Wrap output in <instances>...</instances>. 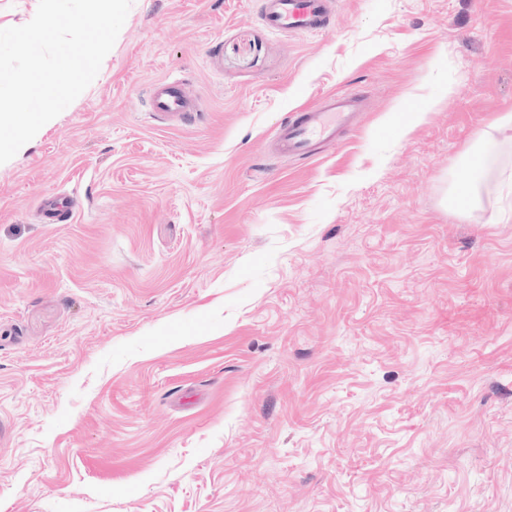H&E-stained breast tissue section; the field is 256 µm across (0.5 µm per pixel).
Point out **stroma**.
I'll return each mask as SVG.
<instances>
[{"mask_svg":"<svg viewBox=\"0 0 512 512\" xmlns=\"http://www.w3.org/2000/svg\"><path fill=\"white\" fill-rule=\"evenodd\" d=\"M330 8L289 34L265 0H133L0 164V512H512V129L476 148L512 0ZM167 76L195 122L151 119ZM338 91L357 126L275 158Z\"/></svg>","mask_w":512,"mask_h":512,"instance_id":"1","label":"stroma"}]
</instances>
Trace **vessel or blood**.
I'll return each instance as SVG.
<instances>
[{
    "instance_id": "obj_1",
    "label": "vessel or blood",
    "mask_w": 512,
    "mask_h": 512,
    "mask_svg": "<svg viewBox=\"0 0 512 512\" xmlns=\"http://www.w3.org/2000/svg\"><path fill=\"white\" fill-rule=\"evenodd\" d=\"M326 3L327 0H269L265 19L280 32H322L330 24ZM361 104L356 95L341 92L328 95L321 106L297 108L274 136L276 153L291 159L313 156L318 145L334 143L339 133L354 124ZM151 105L157 116H174L183 123L195 118V106L176 80L154 84Z\"/></svg>"
}]
</instances>
